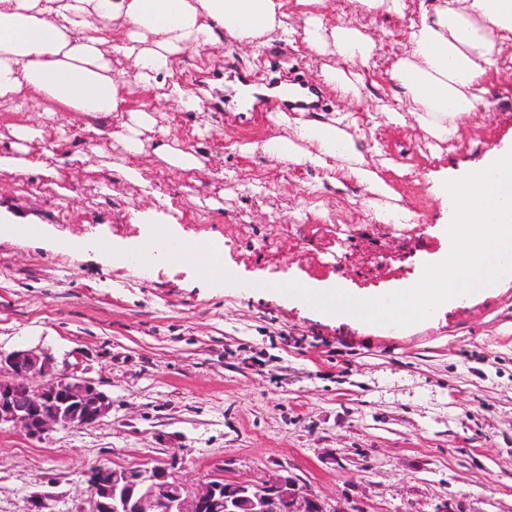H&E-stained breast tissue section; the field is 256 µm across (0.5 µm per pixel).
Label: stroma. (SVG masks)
<instances>
[{"mask_svg":"<svg viewBox=\"0 0 512 512\" xmlns=\"http://www.w3.org/2000/svg\"><path fill=\"white\" fill-rule=\"evenodd\" d=\"M295 2L285 0L291 42L189 52L173 81L210 72L211 90L223 89L229 54L261 74L276 59L317 80L325 59L303 42ZM404 3L391 16L358 0H322L316 12L330 25L349 17L366 26L379 58L391 60L434 8ZM351 69L364 77L359 99L324 91L326 113L358 125L360 150L395 190L408 234L388 233L377 216L383 198L339 168L264 154L277 132L268 116L241 129L222 112H187L134 86L129 108L150 104L171 138L206 159L190 173L152 158L142 174L182 211L173 234L223 240V281L188 263H131L152 236L131 213L150 201L117 175L111 193H99L102 157L87 151L81 118L64 150L87 158L62 182L0 171V206L44 227L37 239L0 237V351L79 364L112 399L89 428L32 440L0 427V512H89V470L173 455L188 484L219 469L240 481L289 470L330 512H512V281L405 328L339 322L266 289L304 281L389 293L418 281L448 256L440 184L512 145V71L489 77L485 106L447 145L414 122L387 123L380 107L397 106L400 90L384 68ZM211 198L218 208L207 207ZM349 222L352 236L338 234ZM300 225L307 241L294 234Z\"/></svg>","mask_w":512,"mask_h":512,"instance_id":"35a3bbf8","label":"stroma"}]
</instances>
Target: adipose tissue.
Wrapping results in <instances>:
<instances>
[{"instance_id":"ef3b65f1","label":"adipose tissue","mask_w":512,"mask_h":512,"mask_svg":"<svg viewBox=\"0 0 512 512\" xmlns=\"http://www.w3.org/2000/svg\"><path fill=\"white\" fill-rule=\"evenodd\" d=\"M115 20L125 31L110 45L103 32ZM292 33L283 0H0V102L49 104L83 114L89 148L113 139L123 149L122 156L103 162V171L118 173L150 196L154 190L140 173L145 133L159 134L154 154L170 167L198 171L204 159L165 139L166 128L150 105L127 109L126 86L161 90L164 98L196 111L198 98L170 79L177 56L223 38L260 48ZM303 40L316 53L342 59V66L322 67L320 75L340 97H358L361 77L346 65L368 64L375 41L358 27H329L318 16L308 17ZM509 45L512 0H437L432 18L414 27L410 50L389 71L403 107L386 110L388 121L400 124L410 115L437 141L452 140L459 121L483 105L484 79ZM11 134L0 170L58 177L31 148L42 137L40 127L16 124ZM262 149L294 165L346 160L347 176L372 194L390 193L345 118L301 122L294 138H269Z\"/></svg>"}]
</instances>
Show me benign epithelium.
Wrapping results in <instances>:
<instances>
[{"instance_id": "1", "label": "benign epithelium", "mask_w": 512, "mask_h": 512, "mask_svg": "<svg viewBox=\"0 0 512 512\" xmlns=\"http://www.w3.org/2000/svg\"><path fill=\"white\" fill-rule=\"evenodd\" d=\"M112 400L92 381L54 371L33 350L0 352V426L32 438L57 428L99 423ZM178 456L137 468L98 466L88 473L91 512H329L286 469L258 482L231 481L221 473L189 486L176 474Z\"/></svg>"}]
</instances>
